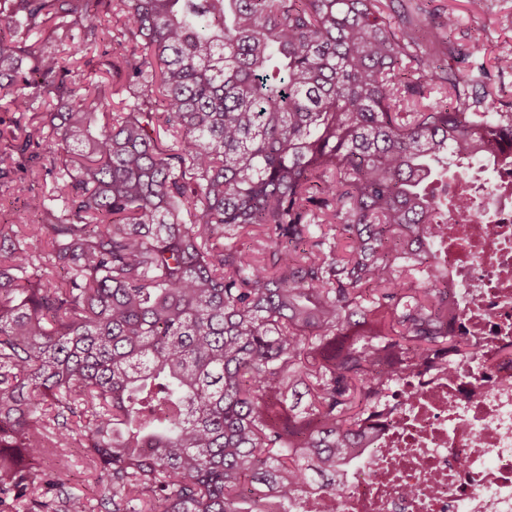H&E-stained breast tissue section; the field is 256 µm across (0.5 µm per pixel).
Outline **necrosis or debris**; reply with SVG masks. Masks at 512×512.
<instances>
[{
    "label": "necrosis or debris",
    "instance_id": "1",
    "mask_svg": "<svg viewBox=\"0 0 512 512\" xmlns=\"http://www.w3.org/2000/svg\"><path fill=\"white\" fill-rule=\"evenodd\" d=\"M468 195L478 204L457 209ZM437 261L472 352L448 372L411 373L371 420L336 512H512V167L483 164L448 185Z\"/></svg>",
    "mask_w": 512,
    "mask_h": 512
}]
</instances>
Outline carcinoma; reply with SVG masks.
<instances>
[{"label": "carcinoma", "instance_id": "1", "mask_svg": "<svg viewBox=\"0 0 512 512\" xmlns=\"http://www.w3.org/2000/svg\"><path fill=\"white\" fill-rule=\"evenodd\" d=\"M455 26L424 44L404 0H0V108L59 106L0 129V198L27 196L0 224V504L87 512L43 465L75 440L112 512H288L319 477L334 512L392 386L469 354L435 182L512 150V101L456 67Z\"/></svg>", "mask_w": 512, "mask_h": 512}]
</instances>
